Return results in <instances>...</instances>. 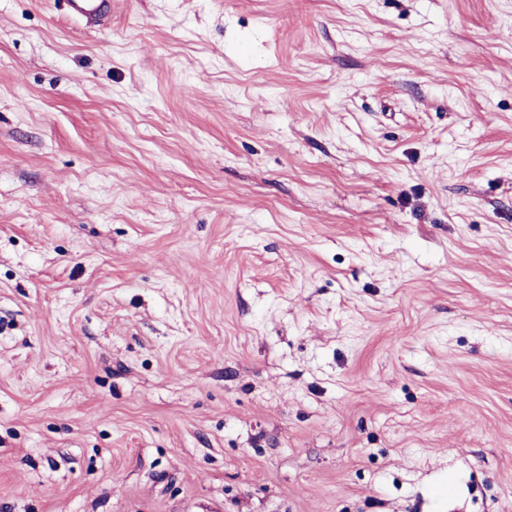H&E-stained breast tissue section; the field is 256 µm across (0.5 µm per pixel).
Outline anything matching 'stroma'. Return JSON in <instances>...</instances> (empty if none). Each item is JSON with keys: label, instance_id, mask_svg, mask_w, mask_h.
I'll return each instance as SVG.
<instances>
[{"label": "stroma", "instance_id": "1", "mask_svg": "<svg viewBox=\"0 0 512 512\" xmlns=\"http://www.w3.org/2000/svg\"><path fill=\"white\" fill-rule=\"evenodd\" d=\"M468 486L512 512V0H0V512ZM66 11L75 18L87 22H99L111 10V0H63Z\"/></svg>", "mask_w": 512, "mask_h": 512}]
</instances>
